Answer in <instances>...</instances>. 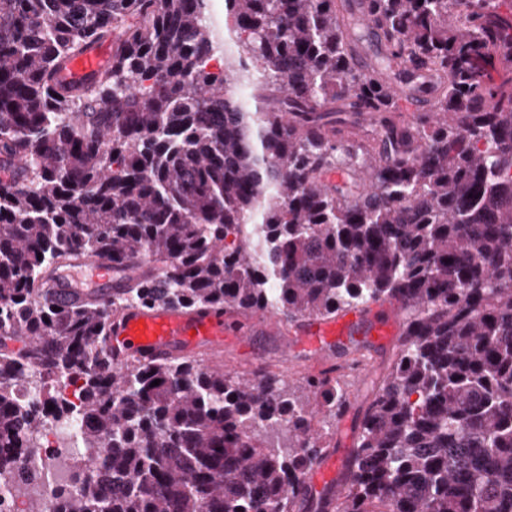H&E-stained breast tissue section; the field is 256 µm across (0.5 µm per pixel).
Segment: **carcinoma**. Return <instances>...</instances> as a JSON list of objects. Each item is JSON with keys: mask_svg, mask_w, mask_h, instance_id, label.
Returning a JSON list of instances; mask_svg holds the SVG:
<instances>
[{"mask_svg": "<svg viewBox=\"0 0 512 512\" xmlns=\"http://www.w3.org/2000/svg\"><path fill=\"white\" fill-rule=\"evenodd\" d=\"M210 13L0 0V461L50 415L101 469L60 512H512V77H494L512 15L224 0L220 35ZM107 41L103 72L65 77ZM404 97L425 114L396 118ZM366 116L372 140L344 132ZM133 252L161 273L107 303L37 294L65 260ZM380 300L405 314L397 358L319 497L338 380L103 348L127 306L297 322Z\"/></svg>", "mask_w": 512, "mask_h": 512, "instance_id": "1", "label": "carcinoma"}]
</instances>
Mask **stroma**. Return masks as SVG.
I'll return each mask as SVG.
<instances>
[{
	"label": "stroma",
	"instance_id": "35a3bbf8",
	"mask_svg": "<svg viewBox=\"0 0 512 512\" xmlns=\"http://www.w3.org/2000/svg\"><path fill=\"white\" fill-rule=\"evenodd\" d=\"M359 347L331 351L323 361H314L310 355L295 346L290 324L253 328L243 339L226 338L220 359L221 366L239 372L270 366L284 370L291 378L306 373L331 371L348 392V407L339 422L331 423L335 431L337 463H345L354 439V426L372 397L374 385L385 373L397 351V337L377 340L372 336L359 339Z\"/></svg>",
	"mask_w": 512,
	"mask_h": 512
}]
</instances>
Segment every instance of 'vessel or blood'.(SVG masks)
Listing matches in <instances>:
<instances>
[{
	"mask_svg": "<svg viewBox=\"0 0 512 512\" xmlns=\"http://www.w3.org/2000/svg\"><path fill=\"white\" fill-rule=\"evenodd\" d=\"M108 61V56L96 48L76 57L69 65V74L79 79L98 72ZM148 270V265L138 257L133 258L124 271L118 272L112 268L111 257L81 256L48 273L41 284V292L51 300L64 303H80L90 297L107 301L113 289L125 287L130 277ZM398 321L397 303L386 301L370 315L354 310L338 319H305L294 334L299 349L320 357L345 336L383 338L394 335ZM243 333L238 315L220 306L130 307L110 317L104 345L113 362L134 358L147 363L194 354L203 348L220 350L225 337ZM335 473V458L323 459L308 478L310 489L319 494L325 492L333 483Z\"/></svg>",
	"mask_w": 512,
	"mask_h": 512,
	"instance_id": "1",
	"label": "vessel or blood"
}]
</instances>
